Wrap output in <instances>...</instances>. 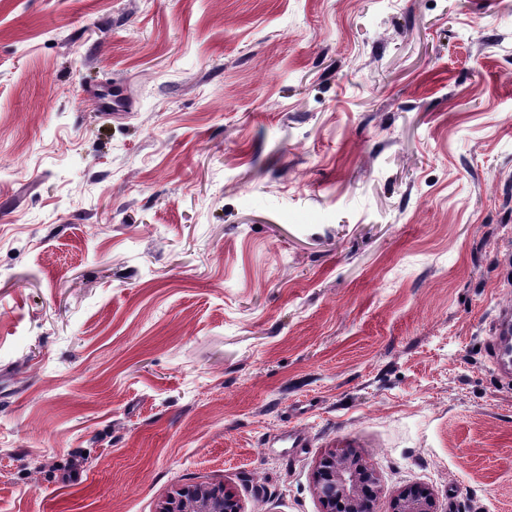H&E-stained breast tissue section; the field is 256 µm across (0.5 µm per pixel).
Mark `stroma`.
<instances>
[{
    "label": "stroma",
    "mask_w": 512,
    "mask_h": 512,
    "mask_svg": "<svg viewBox=\"0 0 512 512\" xmlns=\"http://www.w3.org/2000/svg\"><path fill=\"white\" fill-rule=\"evenodd\" d=\"M508 304L512 0H0V512H512ZM492 363L508 379L512 377V311L498 309L492 333ZM312 491L321 512H375L383 494L382 478L363 451L348 444L320 456ZM156 512H245L235 489L208 482L182 485L157 506ZM384 512H441L434 490L425 485H412L389 498Z\"/></svg>",
    "instance_id": "obj_1"
}]
</instances>
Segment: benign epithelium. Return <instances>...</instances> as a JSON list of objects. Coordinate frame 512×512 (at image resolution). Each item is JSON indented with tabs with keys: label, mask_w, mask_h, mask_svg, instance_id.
I'll return each instance as SVG.
<instances>
[{
	"label": "benign epithelium",
	"mask_w": 512,
	"mask_h": 512,
	"mask_svg": "<svg viewBox=\"0 0 512 512\" xmlns=\"http://www.w3.org/2000/svg\"><path fill=\"white\" fill-rule=\"evenodd\" d=\"M312 491L321 512H375L382 498L380 473L363 451L351 444L324 452L318 459ZM156 512H245L235 489L208 482L182 485L157 506ZM384 512H440L434 490L412 485L389 498Z\"/></svg>",
	"instance_id": "benign-epithelium-1"
}]
</instances>
